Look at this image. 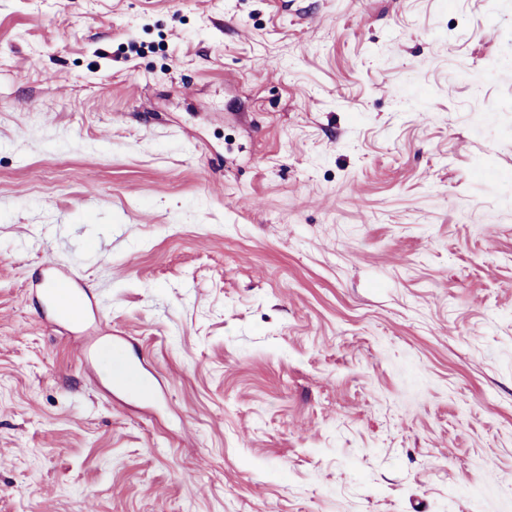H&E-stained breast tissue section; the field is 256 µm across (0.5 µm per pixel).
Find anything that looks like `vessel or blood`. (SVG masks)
<instances>
[{"instance_id":"obj_1","label":"vessel or blood","mask_w":512,"mask_h":512,"mask_svg":"<svg viewBox=\"0 0 512 512\" xmlns=\"http://www.w3.org/2000/svg\"><path fill=\"white\" fill-rule=\"evenodd\" d=\"M41 293L51 302L59 326L76 328L95 314L90 297L82 294L77 281L64 270L48 268Z\"/></svg>"}]
</instances>
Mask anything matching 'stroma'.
Instances as JSON below:
<instances>
[{"label": "stroma", "mask_w": 512, "mask_h": 512, "mask_svg": "<svg viewBox=\"0 0 512 512\" xmlns=\"http://www.w3.org/2000/svg\"><path fill=\"white\" fill-rule=\"evenodd\" d=\"M0 512H512V0H0ZM46 271L40 291L51 302L59 326L76 328L95 317V306L88 292L68 272L53 267Z\"/></svg>", "instance_id": "35a3bbf8"}]
</instances>
